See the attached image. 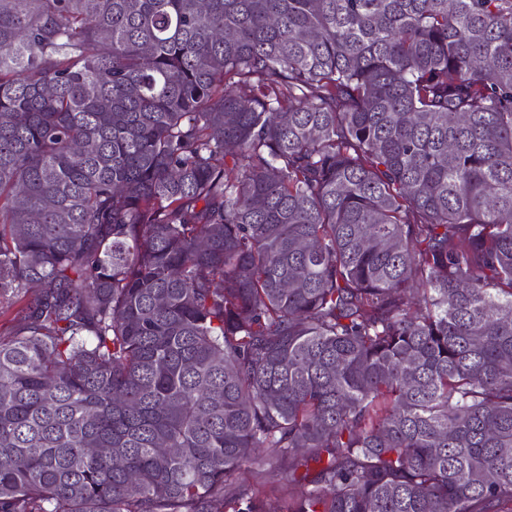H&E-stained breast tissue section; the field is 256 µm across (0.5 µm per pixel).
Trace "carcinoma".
Returning <instances> with one entry per match:
<instances>
[{"mask_svg": "<svg viewBox=\"0 0 512 512\" xmlns=\"http://www.w3.org/2000/svg\"><path fill=\"white\" fill-rule=\"evenodd\" d=\"M0 305V512H512V0H0ZM253 481L263 485L268 496L284 505L288 500V472L271 468L263 464L253 465Z\"/></svg>", "mask_w": 512, "mask_h": 512, "instance_id": "cac0c4a2", "label": "carcinoma"}]
</instances>
